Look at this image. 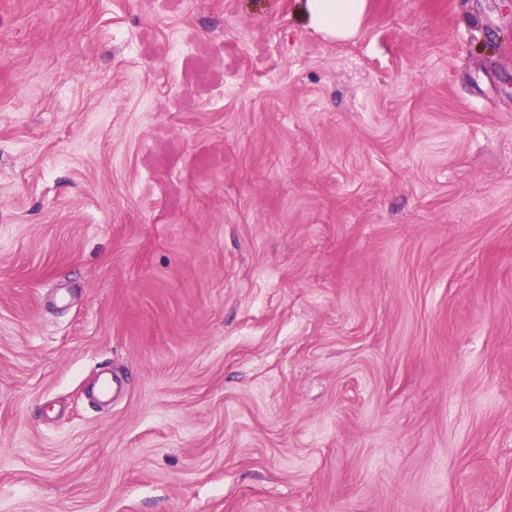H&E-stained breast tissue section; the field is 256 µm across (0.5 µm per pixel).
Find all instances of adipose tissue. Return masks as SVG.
<instances>
[{
  "mask_svg": "<svg viewBox=\"0 0 512 512\" xmlns=\"http://www.w3.org/2000/svg\"><path fill=\"white\" fill-rule=\"evenodd\" d=\"M298 3L308 25L336 41L353 38L367 19L368 0H298Z\"/></svg>",
  "mask_w": 512,
  "mask_h": 512,
  "instance_id": "1",
  "label": "adipose tissue"
}]
</instances>
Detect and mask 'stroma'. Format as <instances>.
<instances>
[{
    "label": "stroma",
    "instance_id": "1",
    "mask_svg": "<svg viewBox=\"0 0 512 512\" xmlns=\"http://www.w3.org/2000/svg\"><path fill=\"white\" fill-rule=\"evenodd\" d=\"M369 3L0 0V512H512V0ZM301 16L314 30L336 41L353 38L365 25L368 0H297Z\"/></svg>",
    "mask_w": 512,
    "mask_h": 512
}]
</instances>
